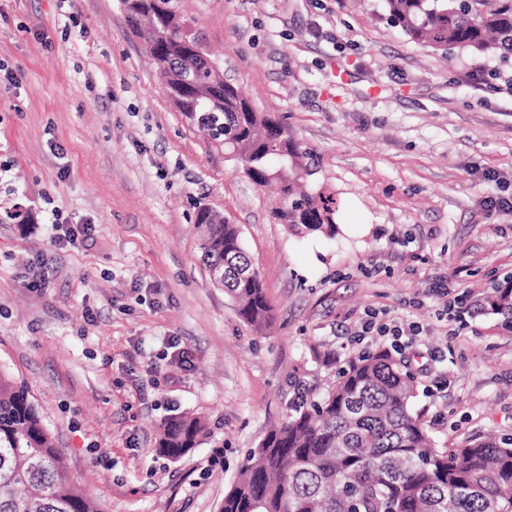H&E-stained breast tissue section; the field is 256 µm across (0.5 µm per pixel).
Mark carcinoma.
Returning <instances> with one entry per match:
<instances>
[{"label": "carcinoma", "instance_id": "carcinoma-1", "mask_svg": "<svg viewBox=\"0 0 512 512\" xmlns=\"http://www.w3.org/2000/svg\"><path fill=\"white\" fill-rule=\"evenodd\" d=\"M142 51L187 119L241 165L257 186H278L275 218L297 235L336 233L334 195L311 187L310 152L282 120L256 112L212 70L215 58L175 0H120ZM383 16L417 44L445 55L467 49L512 58V0H382ZM201 260L224 267V292L239 316L272 320L261 274L240 228L209 209L197 213ZM491 306L512 323V294ZM416 377L402 354L359 353L312 399L250 450L223 512H512V437L488 435L463 448H437L414 411ZM205 426L169 418L158 448L178 459ZM0 512H100L69 479L63 453L28 387L0 373Z\"/></svg>", "mask_w": 512, "mask_h": 512}]
</instances>
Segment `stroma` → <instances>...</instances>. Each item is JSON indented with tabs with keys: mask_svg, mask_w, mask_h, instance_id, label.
<instances>
[{
	"mask_svg": "<svg viewBox=\"0 0 512 512\" xmlns=\"http://www.w3.org/2000/svg\"><path fill=\"white\" fill-rule=\"evenodd\" d=\"M256 111L283 118L334 193L336 234L292 235L168 97L119 0H0V372L25 383L101 512H221L248 449L374 348L406 351L436 447L512 435V63L452 62L380 0H178ZM34 219H8L16 206ZM240 226L273 309L254 330L200 262L195 212ZM91 224L73 244L61 228ZM184 349L171 364L168 340ZM200 417L179 459L161 423ZM367 316L369 318L363 322L358 334L362 340L365 336H379L404 351L410 344L409 336H417L420 333V328L414 324L405 326L396 322L377 320L375 314Z\"/></svg>",
	"mask_w": 512,
	"mask_h": 512,
	"instance_id": "obj_1",
	"label": "stroma"
}]
</instances>
